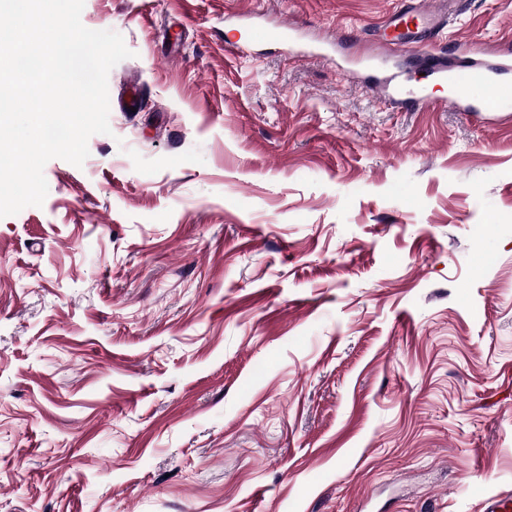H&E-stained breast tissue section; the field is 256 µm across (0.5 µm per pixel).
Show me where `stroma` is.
<instances>
[{
  "instance_id": "obj_1",
  "label": "stroma",
  "mask_w": 512,
  "mask_h": 512,
  "mask_svg": "<svg viewBox=\"0 0 512 512\" xmlns=\"http://www.w3.org/2000/svg\"><path fill=\"white\" fill-rule=\"evenodd\" d=\"M84 0L110 134L0 218V512H485L512 492V0ZM285 22L290 42L256 41ZM135 87V111L121 107ZM457 57L448 62H435L432 69L439 78L450 77L462 88L486 87L496 75L512 72V38L502 40L491 53L467 43H459ZM489 57L485 59L483 57ZM451 106L454 110L459 112H488L491 118H494L498 112V105L495 100L484 98L480 100L479 104L463 105L460 99L448 97L441 99L435 103L436 106Z\"/></svg>"
}]
</instances>
